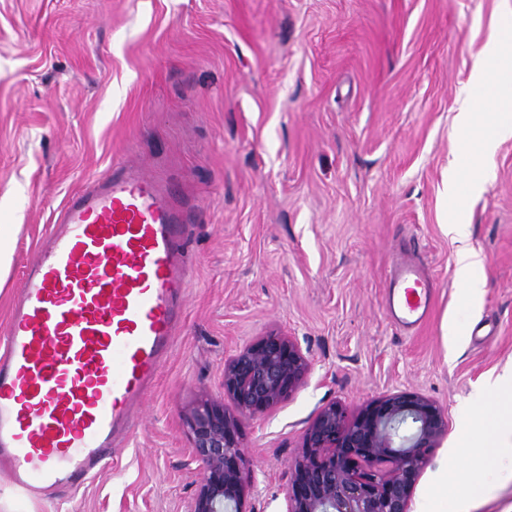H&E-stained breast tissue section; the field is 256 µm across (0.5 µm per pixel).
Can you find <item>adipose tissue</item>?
<instances>
[{
	"label": "adipose tissue",
	"instance_id": "obj_1",
	"mask_svg": "<svg viewBox=\"0 0 512 512\" xmlns=\"http://www.w3.org/2000/svg\"><path fill=\"white\" fill-rule=\"evenodd\" d=\"M458 129L475 145L481 160H489L499 142L512 138V29L503 28L483 62H480L460 96ZM449 237L458 243L457 272L466 285L471 304L482 297L479 276L482 257L469 246V227L452 224ZM483 406L471 413L485 418V436L480 443V461L465 488L467 498L479 496L499 474L512 473V371L489 377L483 385Z\"/></svg>",
	"mask_w": 512,
	"mask_h": 512
}]
</instances>
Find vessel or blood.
<instances>
[{
  "mask_svg": "<svg viewBox=\"0 0 512 512\" xmlns=\"http://www.w3.org/2000/svg\"><path fill=\"white\" fill-rule=\"evenodd\" d=\"M190 222L167 183L120 162L59 208L0 329V476L22 498L111 465L184 321ZM434 296L414 257L394 264L395 327L418 329Z\"/></svg>",
  "mask_w": 512,
  "mask_h": 512,
  "instance_id": "1",
  "label": "vessel or blood"
}]
</instances>
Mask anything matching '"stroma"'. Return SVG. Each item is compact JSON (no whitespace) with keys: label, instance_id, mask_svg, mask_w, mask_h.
Returning a JSON list of instances; mask_svg holds the SVG:
<instances>
[{"label":"stroma","instance_id":"1","mask_svg":"<svg viewBox=\"0 0 512 512\" xmlns=\"http://www.w3.org/2000/svg\"><path fill=\"white\" fill-rule=\"evenodd\" d=\"M507 15L512 0H0V327L55 209L113 160L179 181L200 213L185 322L127 445L59 500L0 479V512H187L204 469L186 418L223 401L225 362L274 329L308 371L241 421L258 512H285L320 409L396 390L448 420L414 502L461 484L480 440L461 410L512 367V139L463 211L484 260L475 310L446 228L448 163L465 142L458 97ZM402 250L437 284L408 334L383 303Z\"/></svg>","mask_w":512,"mask_h":512}]
</instances>
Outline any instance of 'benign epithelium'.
I'll return each mask as SVG.
<instances>
[{
  "label": "benign epithelium",
  "mask_w": 512,
  "mask_h": 512,
  "mask_svg": "<svg viewBox=\"0 0 512 512\" xmlns=\"http://www.w3.org/2000/svg\"><path fill=\"white\" fill-rule=\"evenodd\" d=\"M307 369L298 343L278 330L224 364V396L236 413L205 401L187 417L205 471L187 512H258L247 501L240 418L286 401ZM447 429L443 409L414 391L371 399L353 416L335 403L322 408L291 463L286 512H411L415 484Z\"/></svg>",
  "instance_id": "1"
}]
</instances>
